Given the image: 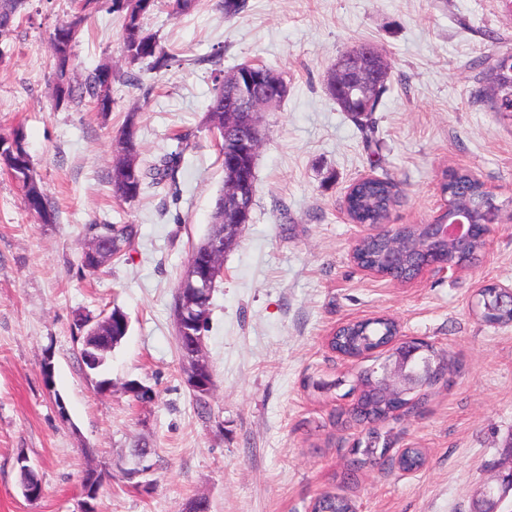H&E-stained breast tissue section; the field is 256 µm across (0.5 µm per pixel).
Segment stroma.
Returning <instances> with one entry per match:
<instances>
[{
	"instance_id": "stroma-1",
	"label": "stroma",
	"mask_w": 512,
	"mask_h": 512,
	"mask_svg": "<svg viewBox=\"0 0 512 512\" xmlns=\"http://www.w3.org/2000/svg\"><path fill=\"white\" fill-rule=\"evenodd\" d=\"M215 3L177 18L155 10L147 27L166 67L137 66V86H115L103 113L87 100L56 103L46 81L50 36L73 0H33L0 40V136L23 131L54 216L31 215L0 169V512H78L92 466L107 472L98 512H183L197 498L209 512H309L327 491L357 512H473L512 439V325L472 309L482 285L512 287V124L470 92L474 61L512 45V12L503 0H247L228 18ZM363 44L390 65L368 139L325 88L337 59ZM121 46V17L95 14L72 49L76 79L103 64L126 69ZM247 61L281 73L288 95L263 115L252 220L213 292L205 353L215 391L203 412L183 380L171 307L224 179L204 124L214 77ZM132 110L143 159L178 152L182 162L174 180L126 204L109 179ZM452 169L470 170L504 206L479 261L410 284L360 269L352 247L366 229L344 211L349 185L393 179L391 227L425 224L444 208ZM92 223L132 224L137 235L88 275L78 262ZM115 307L129 329L101 369L113 386L102 394L75 323ZM381 316L449 352L455 369L386 425L391 454L421 449L425 466L407 474L388 460L351 477V450L368 433L337 425L336 413L356 399L357 374L385 356L347 359L326 338ZM133 380L153 389L151 403L123 393ZM138 441L155 452L146 492L121 471ZM21 455L41 481L34 502L20 486Z\"/></svg>"
}]
</instances>
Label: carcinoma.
<instances>
[{"label": "carcinoma", "mask_w": 512, "mask_h": 512, "mask_svg": "<svg viewBox=\"0 0 512 512\" xmlns=\"http://www.w3.org/2000/svg\"><path fill=\"white\" fill-rule=\"evenodd\" d=\"M163 2L168 14L173 17L182 16L195 10L199 0H78L77 8L64 21L67 27L80 35L89 19L100 9L106 8L112 13L120 14L122 18V52L126 63L130 66L147 64L151 69H158L167 61L166 54L159 46L155 34L145 27V20ZM32 0H0V40L8 36L14 29L15 22L29 8ZM53 65L49 74L57 100L73 102L85 96L90 97L100 112H109L112 99L100 95L102 85L124 86L137 84V78L128 71L114 70L101 65L88 74L84 82L74 83L71 76L72 46L60 47L51 45ZM481 68L479 88L475 91L477 99L489 104L492 111L512 117V110L501 103L502 82L512 77L502 74L493 65V57L489 56L477 63ZM381 99L362 101L354 94L345 93L336 99L341 111L349 114L360 126L370 121V116L377 111ZM136 110L128 112L125 124L113 146V162L121 161L125 155L135 160V174L132 187L125 188L115 176H110L112 193L115 198L124 203L139 200L149 188L162 185L172 177L181 161V153H166L157 161L145 163L140 159L141 149L137 139ZM11 176L21 185L28 210L36 215L44 224L52 222V213L47 208V201L42 186L28 184V178L33 175L32 161L25 144H17L16 148L7 145ZM448 192V199L454 208L475 205L476 201L486 195L484 183L465 170H455L450 180L442 185ZM400 191L391 179L373 178L357 183L347 198V208L351 220L359 224H386L390 212L398 202ZM137 230L133 224H105L98 235L104 237L109 244L110 257L119 258L132 244ZM401 235L406 243L404 256L400 267L407 276H412L413 254L415 249L425 245V230L417 224L401 229ZM385 242L373 237L363 238L356 242L353 249V259L363 266H383L382 254ZM480 319L489 324H512V307L500 306L496 303L491 307L481 308ZM88 317H82L76 324L85 344L107 347L100 353V363H105L108 350L114 348L112 342V327H102L98 332L85 328ZM398 332L397 324L389 318H376L366 322L349 323L333 337L332 348L339 354L349 358L362 357L374 349L386 344ZM376 373L372 369L364 370L356 376V388L359 397L356 406L348 412L341 411L336 415L338 422L371 423L369 428L371 438H379L378 425L395 418L396 413L409 405L404 398L384 397L376 393ZM389 451L388 444L378 448L372 444L364 448L353 449V458L349 462V471L356 472L371 464L376 457H382ZM425 463L423 453L417 448L405 450L398 459V466L405 470H416ZM315 512H356L355 504L344 495L326 492L316 499Z\"/></svg>", "instance_id": "1"}]
</instances>
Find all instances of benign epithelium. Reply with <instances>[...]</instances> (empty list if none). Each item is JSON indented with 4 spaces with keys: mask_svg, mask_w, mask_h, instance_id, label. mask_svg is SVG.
Segmentation results:
<instances>
[{
    "mask_svg": "<svg viewBox=\"0 0 512 512\" xmlns=\"http://www.w3.org/2000/svg\"><path fill=\"white\" fill-rule=\"evenodd\" d=\"M370 55L381 57L378 51L363 46L338 61L328 75V91L339 96L353 89L368 99H374L381 90L388 70L380 66L372 70L361 65V58ZM287 93V85L270 81L266 73L257 70V64L239 65L224 78V94L229 102L224 108V128L219 130L214 127L212 131L218 130L224 135V146L228 151L256 162L262 143L261 116L283 100ZM253 190L254 186L238 168L230 166L224 169V241L207 247V262L189 268L181 281V298L176 318L182 335L189 337L194 349L192 357L183 360V374L187 387L195 396H209L214 391L213 381L206 375L203 326L209 316V302L216 281L224 275V253L233 247L243 228L250 223L249 197ZM492 197L493 193H488L487 202L480 206L482 219L478 222L471 215L447 205L444 213L424 225L427 241L451 242L452 256H439L433 260L426 252L418 253L419 270L415 277L422 276L431 267L455 273L464 269L463 262L471 263L475 260L472 248L474 235L479 232L484 237L488 236L491 226L499 222L500 212L492 205ZM371 235L389 239L385 277L396 280L392 275V266L402 252V238L383 229L375 230ZM490 296L498 303L512 307V287L499 285L490 294L479 290L477 305H482ZM381 349L386 351V358L377 372L379 394H410L425 386L427 377L435 376L434 367L430 363L416 361V355L422 351L421 341L406 340L398 334ZM153 469L151 450L145 448L125 460L123 472L134 480L149 474ZM496 482L502 489H511L512 470L499 472ZM496 488L487 486L483 489L479 512H498L500 498L496 497Z\"/></svg>",
    "mask_w": 512,
    "mask_h": 512,
    "instance_id": "1",
    "label": "benign epithelium"
}]
</instances>
